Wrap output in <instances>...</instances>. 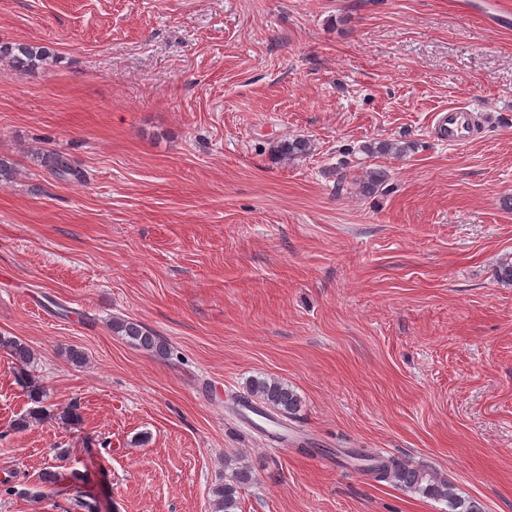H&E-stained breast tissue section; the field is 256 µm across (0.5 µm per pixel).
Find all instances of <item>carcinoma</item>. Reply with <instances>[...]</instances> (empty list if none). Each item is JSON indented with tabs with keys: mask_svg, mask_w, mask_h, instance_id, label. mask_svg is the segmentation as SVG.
Here are the masks:
<instances>
[{
	"mask_svg": "<svg viewBox=\"0 0 512 512\" xmlns=\"http://www.w3.org/2000/svg\"><path fill=\"white\" fill-rule=\"evenodd\" d=\"M52 52L50 48L35 43H14L0 45V58L8 60L12 71L19 74L33 73L46 65ZM407 146L391 141H375L364 146L370 155H398L405 152ZM276 153L287 161L300 159L310 152L309 140L295 137L280 142L275 147ZM35 160L49 174L79 180L82 173L72 163L68 154L42 149L36 152ZM386 171L369 170L358 178L362 192L370 194L378 190L387 180ZM112 333L124 338L136 348L147 351L159 358L168 359L172 350L167 342L154 334L142 323L131 318L116 317L111 324ZM0 347L8 350L22 366L27 365L32 352L21 342L0 336ZM247 399L257 401L266 409L284 417L291 416L298 410L301 400L288 384L275 378H256L247 388ZM362 470L374 475L376 480L384 481L393 487L411 494L438 501L448 506V512H482L481 505L471 498L459 496L448 480L436 474L414 467L395 457L381 455L356 454ZM254 474L247 463H241L224 478V483L212 491L213 512H236L239 507L241 490L252 483Z\"/></svg>",
	"mask_w": 512,
	"mask_h": 512,
	"instance_id": "obj_1",
	"label": "carcinoma"
}]
</instances>
